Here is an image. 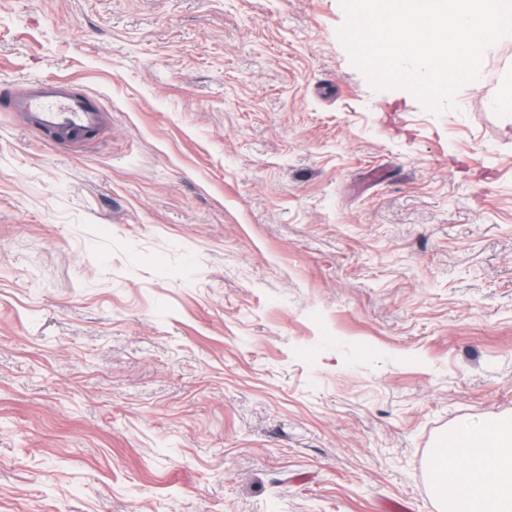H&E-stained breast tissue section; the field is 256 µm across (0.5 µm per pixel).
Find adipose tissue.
<instances>
[{"instance_id":"adipose-tissue-1","label":"adipose tissue","mask_w":512,"mask_h":512,"mask_svg":"<svg viewBox=\"0 0 512 512\" xmlns=\"http://www.w3.org/2000/svg\"><path fill=\"white\" fill-rule=\"evenodd\" d=\"M433 473L448 512H512V422L457 429Z\"/></svg>"}]
</instances>
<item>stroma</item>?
<instances>
[{"mask_svg": "<svg viewBox=\"0 0 512 512\" xmlns=\"http://www.w3.org/2000/svg\"><path fill=\"white\" fill-rule=\"evenodd\" d=\"M341 0H0V512H440L512 417V41L434 112ZM92 94L59 145L9 107ZM15 112H25L30 127L58 141L80 143L97 133L101 112L93 100L76 96L64 79L29 82L26 93L12 100Z\"/></svg>", "mask_w": 512, "mask_h": 512, "instance_id": "1", "label": "stroma"}]
</instances>
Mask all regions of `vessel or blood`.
Returning <instances> with one entry per match:
<instances>
[{
  "mask_svg": "<svg viewBox=\"0 0 512 512\" xmlns=\"http://www.w3.org/2000/svg\"><path fill=\"white\" fill-rule=\"evenodd\" d=\"M14 111L26 113L30 127L58 141L80 143L97 133L101 114L91 98L74 95L64 79L29 83L12 100Z\"/></svg>",
  "mask_w": 512,
  "mask_h": 512,
  "instance_id": "1",
  "label": "vessel or blood"
}]
</instances>
